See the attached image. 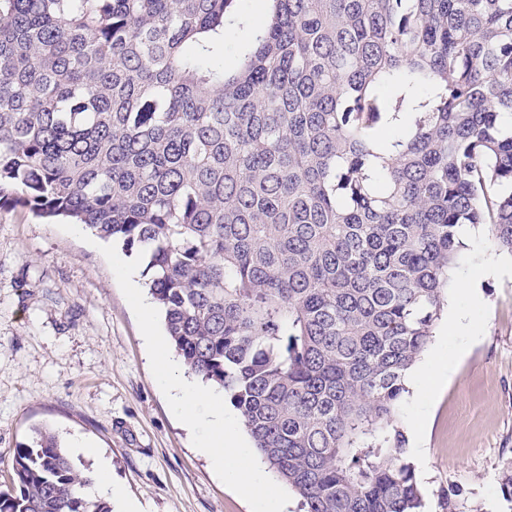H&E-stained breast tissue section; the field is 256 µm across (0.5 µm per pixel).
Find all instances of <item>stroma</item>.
I'll use <instances>...</instances> for the list:
<instances>
[{
  "label": "stroma",
  "instance_id": "stroma-1",
  "mask_svg": "<svg viewBox=\"0 0 512 512\" xmlns=\"http://www.w3.org/2000/svg\"><path fill=\"white\" fill-rule=\"evenodd\" d=\"M512 262L472 228L452 270L459 280L489 259ZM481 300L449 292L472 313L478 336L429 345L456 362L440 391L410 384L397 417L425 422L421 471L428 512L448 488L460 512H512L501 492L512 466V273L485 278ZM47 428L64 447L82 438L145 512H250L194 447L151 372L135 315L100 250L22 208L0 209V485L16 448Z\"/></svg>",
  "mask_w": 512,
  "mask_h": 512
}]
</instances>
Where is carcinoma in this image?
Returning <instances> with one entry per match:
<instances>
[{
  "mask_svg": "<svg viewBox=\"0 0 512 512\" xmlns=\"http://www.w3.org/2000/svg\"><path fill=\"white\" fill-rule=\"evenodd\" d=\"M0 0V209L146 255L302 512H425L397 420L459 229L512 254V0ZM0 512H111L57 436Z\"/></svg>",
  "mask_w": 512,
  "mask_h": 512,
  "instance_id": "carcinoma-1",
  "label": "carcinoma"
}]
</instances>
